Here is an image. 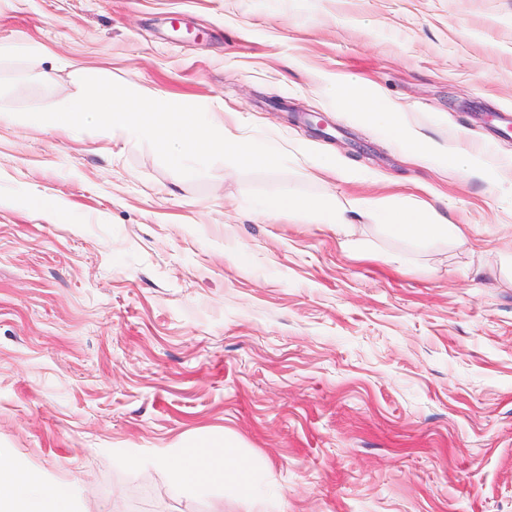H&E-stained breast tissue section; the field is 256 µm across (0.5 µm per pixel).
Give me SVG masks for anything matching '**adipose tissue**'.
Returning a JSON list of instances; mask_svg holds the SVG:
<instances>
[{"label": "adipose tissue", "instance_id": "ef3b65f1", "mask_svg": "<svg viewBox=\"0 0 512 512\" xmlns=\"http://www.w3.org/2000/svg\"><path fill=\"white\" fill-rule=\"evenodd\" d=\"M315 219L336 231L348 232V212H364L376 223L389 226L396 234L415 239L460 235L458 225L433 208L416 211L412 204L390 198L358 200L349 206L330 201L311 204ZM168 466L172 486L196 495L211 491L214 483H224L244 498L262 494L264 477L253 465L240 458H228L218 451L204 455L192 453L188 445H180L169 453ZM38 474L16 462L0 460V512H70L74 490L58 487L45 493Z\"/></svg>", "mask_w": 512, "mask_h": 512}]
</instances>
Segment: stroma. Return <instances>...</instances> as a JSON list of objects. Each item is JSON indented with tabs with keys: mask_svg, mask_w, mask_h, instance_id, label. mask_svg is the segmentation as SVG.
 <instances>
[{
	"mask_svg": "<svg viewBox=\"0 0 512 512\" xmlns=\"http://www.w3.org/2000/svg\"><path fill=\"white\" fill-rule=\"evenodd\" d=\"M0 44L1 458L73 485L76 512H248L155 461L223 435L267 512H512V0H0ZM80 69L194 100L288 166L186 178L136 138L18 118L80 95ZM286 188L428 204L464 235L354 214L345 248L252 209ZM345 101L348 106L358 111L360 114L381 121L388 128L391 137H395L398 132V118L396 112H377L375 103L365 97L355 95L354 93L345 92Z\"/></svg>",
	"mask_w": 512,
	"mask_h": 512,
	"instance_id": "obj_1",
	"label": "stroma"
}]
</instances>
